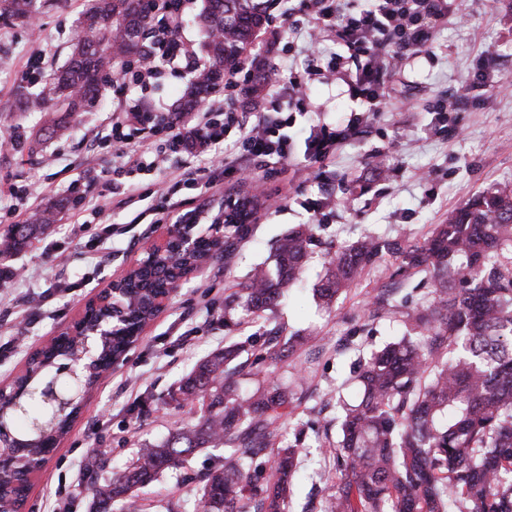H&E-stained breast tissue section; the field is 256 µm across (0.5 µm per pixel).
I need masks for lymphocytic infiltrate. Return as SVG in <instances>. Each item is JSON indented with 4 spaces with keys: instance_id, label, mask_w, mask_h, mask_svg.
<instances>
[{
    "instance_id": "obj_1",
    "label": "lymphocytic infiltrate",
    "mask_w": 512,
    "mask_h": 512,
    "mask_svg": "<svg viewBox=\"0 0 512 512\" xmlns=\"http://www.w3.org/2000/svg\"><path fill=\"white\" fill-rule=\"evenodd\" d=\"M151 23L144 36V55L117 72L114 86L135 84L148 89L163 69L196 73L201 66L190 42L180 36L186 0H144ZM281 24L302 21L307 29L298 48L302 66L283 65L287 85L272 86L268 104L250 114L235 105L253 74L242 65L224 74L223 90L193 112H166L142 100L118 96L102 144L111 146L117 164L112 192L104 201L81 196L82 207L95 214L124 210L133 223L147 217L196 218L190 192L206 193L221 177L238 182L287 172L294 155L288 114L304 109L306 91L314 82L339 81L362 111L347 123L312 126L305 139V156L323 164L360 139L378 122L390 104V86L406 60L429 46L435 30L448 20V0H372L361 8L357 0H275ZM339 44L341 53L321 61L318 40ZM199 152L208 160L185 165L163 187L145 188L141 181L157 171L170 153Z\"/></svg>"
}]
</instances>
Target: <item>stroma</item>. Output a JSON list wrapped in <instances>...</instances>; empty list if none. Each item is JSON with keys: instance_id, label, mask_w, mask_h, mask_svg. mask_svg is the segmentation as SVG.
<instances>
[{"instance_id": "obj_1", "label": "stroma", "mask_w": 512, "mask_h": 512, "mask_svg": "<svg viewBox=\"0 0 512 512\" xmlns=\"http://www.w3.org/2000/svg\"><path fill=\"white\" fill-rule=\"evenodd\" d=\"M83 5L84 0H48L38 11L39 25L0 28V137L17 130L24 136L20 152L0 154V189L41 185L29 211L49 204L59 210L57 222L8 261L30 277L0 285V386L10 385L30 354L77 318L85 302L124 273L156 235V225L109 214L114 234L94 265L84 241L71 233L72 181L82 179L87 194L96 197L108 191L112 153L106 147L90 153L89 143L109 122L111 83L102 85L92 112L68 119L51 134L44 130L43 114L24 111L19 100L21 72L36 47H47V68L66 62ZM451 10L465 14L467 23L439 27L432 47L412 56L393 81V98L408 101V108L387 110L363 138L322 167L321 182L303 181L300 172L310 162L298 152L288 172L266 179L261 188L228 176L202 196L209 216L222 212L227 195L253 196L259 220L183 284L125 359L97 383L69 434L31 479L25 512H89L90 478H118L141 448L198 418V404L174 396L181 379L210 354L274 326L307 342L273 360L272 368L285 380L307 376L315 391L296 408L285 441H293L302 423L337 435L336 398L357 395L354 363L405 331L399 311L378 308L375 296L399 288L410 304H421L434 281L430 273L402 269L400 258L387 252L326 306L314 290L330 257L366 236L388 245L424 242L435 225L446 223L480 191L512 186V92L493 86L474 91L463 111L449 113L447 139L430 134L436 102L452 99L463 83L477 80L481 60L489 61L494 79L512 81V0H453ZM189 81L188 74L169 69L147 91L132 87L128 93L172 112ZM308 95L312 111L293 115L298 136L318 122L344 124L358 107L340 82L313 84ZM324 187L336 204L312 214L303 203L318 198ZM281 189L290 196L287 207H263V198ZM311 223L317 226L315 242L301 282L272 309L251 312L238 305V292L257 267L270 264L278 241ZM60 283L71 284V291L57 292ZM222 456V450L208 448L188 457L181 468L136 491L132 512H199L198 489ZM325 464L319 440L308 439L295 512L305 505L324 512L328 484L319 473Z\"/></svg>"}]
</instances>
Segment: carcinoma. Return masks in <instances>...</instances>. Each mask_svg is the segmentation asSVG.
I'll list each match as a JSON object with an SVG mask.
<instances>
[{"instance_id":"cac0c4a2","label":"carcinoma","mask_w":512,"mask_h":512,"mask_svg":"<svg viewBox=\"0 0 512 512\" xmlns=\"http://www.w3.org/2000/svg\"><path fill=\"white\" fill-rule=\"evenodd\" d=\"M272 2L204 0L198 18L208 66L190 80L184 110H194L221 86L226 67L245 63ZM37 12V0H0V22L7 25L26 24ZM147 25L141 0H87L69 62L42 77L40 92L20 91L24 108L53 113L47 122L53 129L66 117L91 111L99 86L140 52ZM55 221V208L48 206L33 223L11 225L0 261ZM314 231L305 224L279 240L275 272L253 274L241 295L244 306L262 311L300 280ZM210 252V243L200 241L199 256ZM380 252L371 237L337 252L316 288L320 299L330 303ZM197 257H179L174 268L187 272ZM400 257L405 269L431 273L433 297L415 306L396 292L374 298L380 308L401 310L406 332L359 363L361 400L337 402L339 437L328 459L336 485L326 512H512V188L477 195L423 244L402 247ZM166 277L165 269L143 268L125 288L146 298L161 292ZM73 343L62 341L32 362V380L67 357ZM125 343L121 336L103 345L100 367L109 366ZM284 344L278 330H268L258 358ZM243 349L224 348L180 382L179 394L200 403L201 415L142 449L120 479L90 482V512H112V504L207 448L224 449V463L204 479L201 512H288L305 431L282 446L281 430L306 389L273 370L253 369L239 360ZM16 420L19 436L33 447L14 450L0 512H21L27 456L53 452L35 429L43 422L37 404L24 415L4 412V440ZM267 455L268 470L260 462Z\"/></svg>"}]
</instances>
